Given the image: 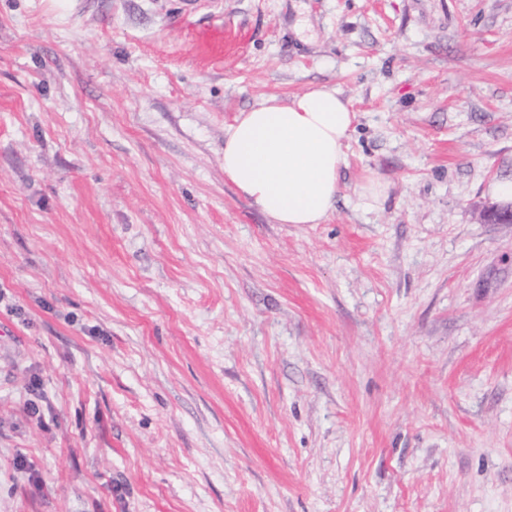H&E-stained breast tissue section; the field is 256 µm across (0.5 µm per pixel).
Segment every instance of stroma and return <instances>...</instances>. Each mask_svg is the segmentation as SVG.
<instances>
[{
	"label": "stroma",
	"instance_id": "35a3bbf8",
	"mask_svg": "<svg viewBox=\"0 0 512 512\" xmlns=\"http://www.w3.org/2000/svg\"><path fill=\"white\" fill-rule=\"evenodd\" d=\"M316 85L276 224L224 129ZM501 178L512 0H0V512H512ZM354 119L336 89L268 96L224 129V177L276 224H322Z\"/></svg>",
	"mask_w": 512,
	"mask_h": 512
}]
</instances>
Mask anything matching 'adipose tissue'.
Here are the masks:
<instances>
[{"label": "adipose tissue", "mask_w": 512, "mask_h": 512, "mask_svg": "<svg viewBox=\"0 0 512 512\" xmlns=\"http://www.w3.org/2000/svg\"><path fill=\"white\" fill-rule=\"evenodd\" d=\"M354 119L331 88L268 96L225 128L224 176L274 223H324Z\"/></svg>", "instance_id": "ef3b65f1"}]
</instances>
